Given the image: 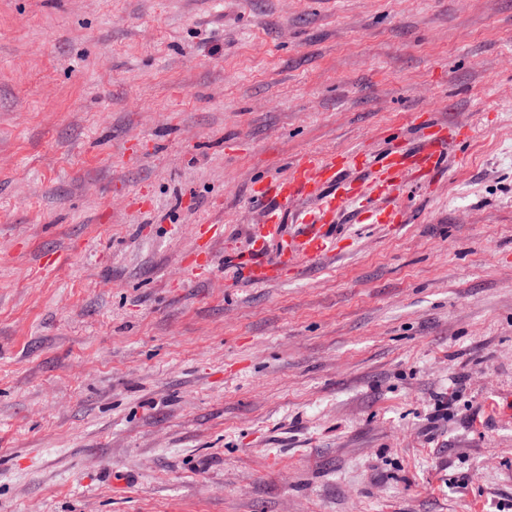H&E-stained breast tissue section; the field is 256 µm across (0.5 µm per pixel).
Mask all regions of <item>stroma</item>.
<instances>
[{"label":"stroma","instance_id":"stroma-1","mask_svg":"<svg viewBox=\"0 0 512 512\" xmlns=\"http://www.w3.org/2000/svg\"><path fill=\"white\" fill-rule=\"evenodd\" d=\"M434 119L394 225L225 267ZM0 512H512V0H0ZM436 126L439 130L438 135L435 137L422 136L412 152H390L377 160L379 170L388 174V177L381 183V192H387L394 187L389 176L394 169L407 161H412L417 166L421 178L428 181L438 178L446 170L445 162L448 152L453 150L461 139L454 125L450 123L442 125L436 121ZM392 190L393 188L390 189L388 195ZM347 167L367 169L365 156L357 150L350 151L339 164L336 157L309 156L296 163L288 177L274 183L266 182L257 191L258 199L267 200L274 196L278 208L269 209L270 222L266 234L255 246V253H263L266 238L277 236L281 225L280 208H288L299 198H308L318 202L323 214H336L349 209L358 200L356 194L343 178ZM340 236L332 231L330 224H307L304 232L291 239V245L281 248L280 253L271 258L250 260L246 262L239 254L228 256L229 262L240 267L252 282L280 277L290 269H296L302 261H317L340 251Z\"/></svg>","mask_w":512,"mask_h":512}]
</instances>
